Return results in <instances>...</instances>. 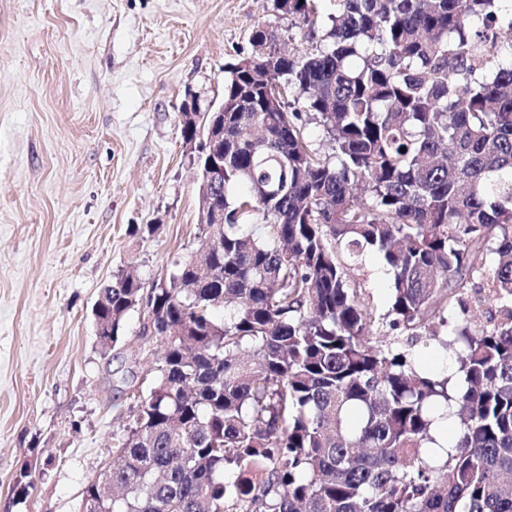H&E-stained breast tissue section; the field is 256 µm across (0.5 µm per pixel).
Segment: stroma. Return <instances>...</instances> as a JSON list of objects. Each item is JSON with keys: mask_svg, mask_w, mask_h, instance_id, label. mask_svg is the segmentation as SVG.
I'll return each mask as SVG.
<instances>
[{"mask_svg": "<svg viewBox=\"0 0 512 512\" xmlns=\"http://www.w3.org/2000/svg\"><path fill=\"white\" fill-rule=\"evenodd\" d=\"M306 47L274 0H0V512H79L111 463L160 343L127 319L103 352L91 309L198 246L199 173L179 112L221 100L255 27Z\"/></svg>", "mask_w": 512, "mask_h": 512, "instance_id": "stroma-1", "label": "stroma"}]
</instances>
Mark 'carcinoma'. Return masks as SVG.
<instances>
[{
  "label": "carcinoma",
  "mask_w": 512,
  "mask_h": 512,
  "mask_svg": "<svg viewBox=\"0 0 512 512\" xmlns=\"http://www.w3.org/2000/svg\"><path fill=\"white\" fill-rule=\"evenodd\" d=\"M320 2L275 0L310 48L224 65L219 247L155 289L162 353L80 512H512V4ZM371 254L381 312L351 275ZM141 293L101 289L103 351Z\"/></svg>",
  "instance_id": "cac0c4a2"
}]
</instances>
